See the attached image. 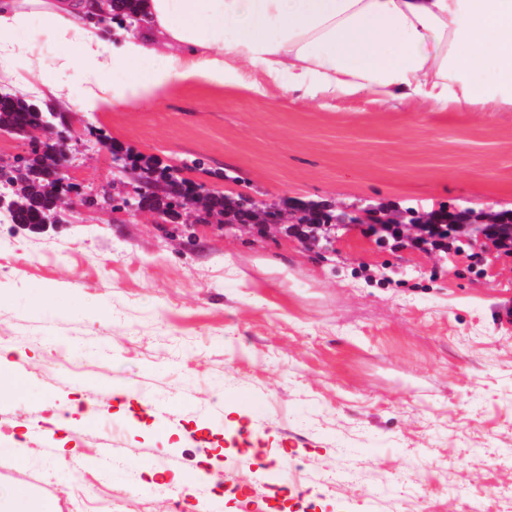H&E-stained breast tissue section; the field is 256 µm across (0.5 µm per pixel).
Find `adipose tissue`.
<instances>
[{
  "instance_id": "ef3b65f1",
  "label": "adipose tissue",
  "mask_w": 512,
  "mask_h": 512,
  "mask_svg": "<svg viewBox=\"0 0 512 512\" xmlns=\"http://www.w3.org/2000/svg\"><path fill=\"white\" fill-rule=\"evenodd\" d=\"M102 0H0V75L19 77L40 22L78 68L77 111L135 105L175 82L223 86L237 67L292 88L421 94L437 103L512 101V0H146L140 36L98 22Z\"/></svg>"
}]
</instances>
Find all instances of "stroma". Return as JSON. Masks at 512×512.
I'll return each instance as SVG.
<instances>
[{
    "label": "stroma",
    "mask_w": 512,
    "mask_h": 512,
    "mask_svg": "<svg viewBox=\"0 0 512 512\" xmlns=\"http://www.w3.org/2000/svg\"><path fill=\"white\" fill-rule=\"evenodd\" d=\"M62 86L0 83L63 113L79 199L41 233L0 211V424L25 434L0 438V493L25 489L54 512H180L209 486L187 493L146 468L221 463L247 440L281 468L217 512L245 497L251 512H512V256L434 267L354 227L317 251L211 224L188 238L94 204L134 186L110 141L279 209L512 210V104L335 96L247 67L221 88L175 83L88 115L70 104L78 70ZM66 414L84 420L75 435H32ZM105 438L118 459L103 481L92 452ZM282 483L302 500H281Z\"/></svg>",
    "instance_id": "1"
}]
</instances>
